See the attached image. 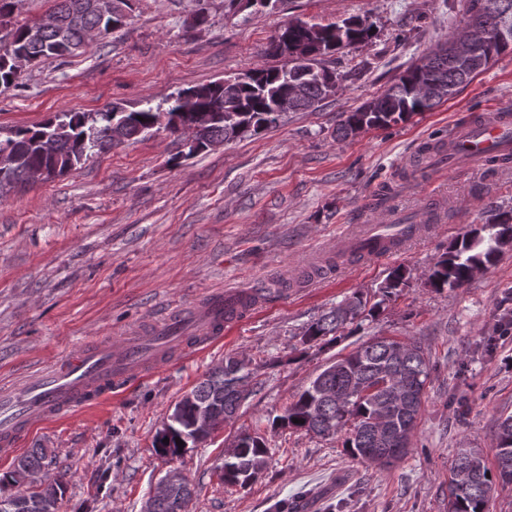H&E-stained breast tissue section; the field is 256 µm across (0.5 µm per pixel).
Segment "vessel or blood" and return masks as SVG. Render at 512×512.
Returning a JSON list of instances; mask_svg holds the SVG:
<instances>
[{
	"label": "vessel or blood",
	"mask_w": 512,
	"mask_h": 512,
	"mask_svg": "<svg viewBox=\"0 0 512 512\" xmlns=\"http://www.w3.org/2000/svg\"><path fill=\"white\" fill-rule=\"evenodd\" d=\"M449 151L472 162L512 154V114L498 108L486 110L456 130ZM332 249L338 253L359 250L379 258L395 252L387 234L372 224L354 225L348 236L336 238ZM249 296L243 288L212 290L199 301L192 317L170 319L145 333L90 345L0 393V452H11L38 424L86 407L132 378L147 376L172 353L186 354L220 338L225 310L245 314Z\"/></svg>",
	"instance_id": "vessel-or-blood-1"
}]
</instances>
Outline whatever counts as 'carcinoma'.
I'll return each mask as SVG.
<instances>
[{
  "label": "carcinoma",
  "mask_w": 512,
  "mask_h": 512,
  "mask_svg": "<svg viewBox=\"0 0 512 512\" xmlns=\"http://www.w3.org/2000/svg\"><path fill=\"white\" fill-rule=\"evenodd\" d=\"M54 2V27L33 36L31 26H22L10 34V41H0L1 90L20 79L12 65L16 53H23L34 64L73 54L93 30L103 36L109 34V20L102 19L95 9L85 7L75 23L71 19L75 0ZM460 7L481 64L463 68L454 59L452 41H446L417 58L382 95L342 113L336 128L338 137H355L366 127H386L430 111L454 97L499 56L512 52V43L492 40L502 21L512 23V0H462ZM369 36L370 28L351 20L329 25L290 20L272 35L265 48L266 55L283 60L280 66L248 70L227 83L219 80L183 89L139 110L128 112L114 106L93 119L84 112H61L36 126L13 128L0 138V143L10 144L15 154L14 164L0 171V193L29 183L30 173L42 168L53 181L89 158L124 141L144 139L163 125L174 135L178 127L194 124L196 114L201 112L209 113L210 118L197 130V155L215 144L275 127L282 113L314 110L327 99V88L338 85V74L324 65V58L340 49L353 48ZM505 239L512 240L511 210H499L492 222L457 237L429 270L425 285L435 291L464 286L474 270L496 264L502 253L499 243ZM407 283L406 271L396 267L379 292L383 297L390 296ZM380 307L379 302L368 305L363 293L354 292L308 324L303 338L311 343L335 336L349 325L374 317ZM232 372L241 378L252 376V369L242 361L236 369L221 364L175 404L168 416L167 431L154 437L153 447L159 455L174 459L195 447L193 426L200 408L211 410L214 426L224 424L225 411H239L240 406L226 391ZM430 374V359L417 343L388 338L365 341L313 378L284 413L272 420V427L300 430L322 439L343 433L346 453L355 460L370 462L368 449L387 447L373 431V421L384 409L392 427L401 430L405 438L402 448L384 464L390 468L409 451ZM239 437L238 455L224 460L218 478L226 487L245 489L259 478L269 448L266 438L257 432L245 430ZM165 438L169 443L163 442ZM178 438L184 445L176 444ZM495 457L492 470L479 450H458L451 472L463 471L466 476L448 481V512H486L493 485H512V415L498 424ZM47 459L46 449L32 448L0 476V486L25 487L23 491L1 493L0 512H57L66 485L61 477L47 482L41 479ZM193 495L192 485L180 480L148 498L143 510L191 512Z\"/></svg>",
  "instance_id": "carcinoma-1"
}]
</instances>
